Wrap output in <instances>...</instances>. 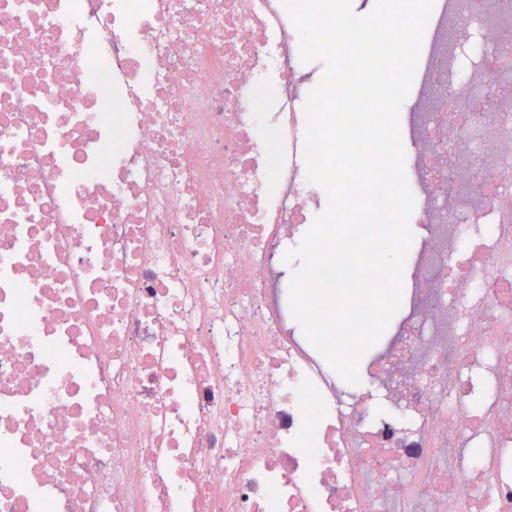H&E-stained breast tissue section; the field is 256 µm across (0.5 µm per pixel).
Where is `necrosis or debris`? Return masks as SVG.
I'll list each match as a JSON object with an SVG mask.
<instances>
[{
    "label": "necrosis or debris",
    "instance_id": "1",
    "mask_svg": "<svg viewBox=\"0 0 512 512\" xmlns=\"http://www.w3.org/2000/svg\"><path fill=\"white\" fill-rule=\"evenodd\" d=\"M430 22L377 404L294 326L320 199L282 0H0V512H512V97L481 118L512 0Z\"/></svg>",
    "mask_w": 512,
    "mask_h": 512
}]
</instances>
